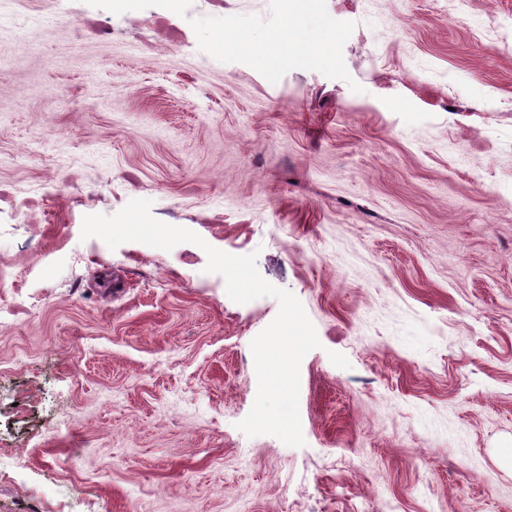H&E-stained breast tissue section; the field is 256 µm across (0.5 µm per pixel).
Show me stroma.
<instances>
[{
  "label": "stroma",
  "instance_id": "35a3bbf8",
  "mask_svg": "<svg viewBox=\"0 0 512 512\" xmlns=\"http://www.w3.org/2000/svg\"><path fill=\"white\" fill-rule=\"evenodd\" d=\"M327 11L346 81L200 50L270 0L0 12V512H512V0ZM133 199L201 244L82 239ZM209 246L316 329L304 446L237 427L279 303Z\"/></svg>",
  "mask_w": 512,
  "mask_h": 512
}]
</instances>
